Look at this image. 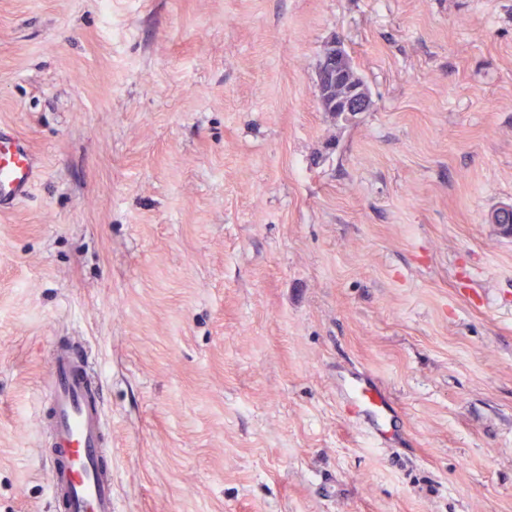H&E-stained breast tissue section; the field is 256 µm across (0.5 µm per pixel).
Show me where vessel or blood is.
<instances>
[{
  "label": "vessel or blood",
  "instance_id": "1",
  "mask_svg": "<svg viewBox=\"0 0 512 512\" xmlns=\"http://www.w3.org/2000/svg\"><path fill=\"white\" fill-rule=\"evenodd\" d=\"M34 179L35 165L26 147L0 138V204L27 195ZM49 377L43 409L53 453L45 467L55 512H116L112 451L104 446L103 389L84 346H55ZM345 411L351 417H366L378 438H390V403L371 380L352 378Z\"/></svg>",
  "mask_w": 512,
  "mask_h": 512
}]
</instances>
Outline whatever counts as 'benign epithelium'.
<instances>
[{"instance_id": "7a95c632", "label": "benign epithelium", "mask_w": 512, "mask_h": 512, "mask_svg": "<svg viewBox=\"0 0 512 512\" xmlns=\"http://www.w3.org/2000/svg\"><path fill=\"white\" fill-rule=\"evenodd\" d=\"M349 65V59L340 42L333 41L324 48L316 71L319 100L324 111L333 113L369 111L371 99L360 87L351 88L346 95L338 99L332 98L336 77L345 73Z\"/></svg>"}]
</instances>
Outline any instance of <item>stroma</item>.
Wrapping results in <instances>:
<instances>
[{
  "mask_svg": "<svg viewBox=\"0 0 512 512\" xmlns=\"http://www.w3.org/2000/svg\"><path fill=\"white\" fill-rule=\"evenodd\" d=\"M334 39L370 111H323ZM0 133L36 162L0 206V512H50L73 341L117 512H512V0H0ZM346 403L345 412L348 416L367 417V424L375 436L380 439L390 438L393 432L390 425L391 405L386 395L371 380L363 376L352 377Z\"/></svg>",
  "mask_w": 512,
  "mask_h": 512,
  "instance_id": "1",
  "label": "stroma"
}]
</instances>
